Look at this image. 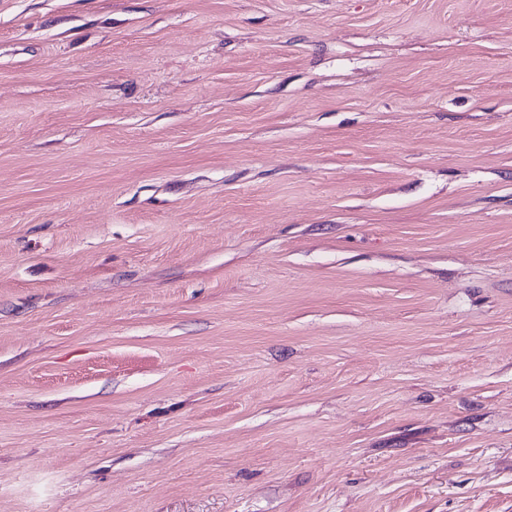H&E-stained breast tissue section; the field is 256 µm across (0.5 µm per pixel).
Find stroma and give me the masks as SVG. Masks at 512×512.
Instances as JSON below:
<instances>
[{"label": "stroma", "instance_id": "obj_1", "mask_svg": "<svg viewBox=\"0 0 512 512\" xmlns=\"http://www.w3.org/2000/svg\"><path fill=\"white\" fill-rule=\"evenodd\" d=\"M0 512H512V0H0Z\"/></svg>", "mask_w": 512, "mask_h": 512}]
</instances>
